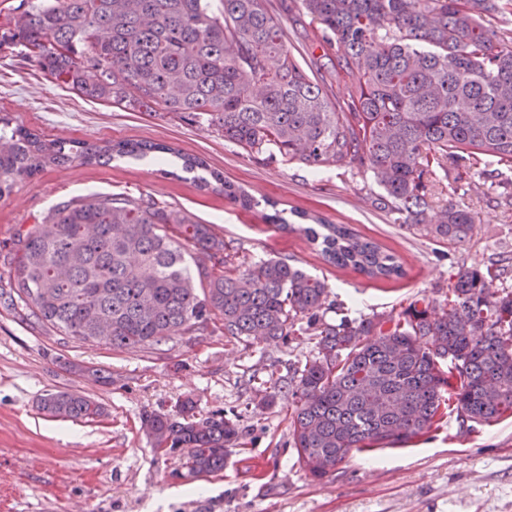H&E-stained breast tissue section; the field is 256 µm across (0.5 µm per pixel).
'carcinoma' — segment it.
<instances>
[{
  "instance_id": "1",
  "label": "carcinoma",
  "mask_w": 512,
  "mask_h": 512,
  "mask_svg": "<svg viewBox=\"0 0 512 512\" xmlns=\"http://www.w3.org/2000/svg\"><path fill=\"white\" fill-rule=\"evenodd\" d=\"M43 0L7 19L0 45L90 101L129 111L187 114L262 163L369 169L402 223L464 241L470 212L432 221L433 176L512 166V32L492 20L512 0H293L348 89L340 104L288 50L265 0ZM173 154L153 141L46 140L0 117V198L48 166ZM224 197L260 206L211 173ZM326 262L368 277L402 273L399 258L345 224L303 228ZM10 305L90 346L158 345L222 322L224 336L262 342L305 334L315 354L288 385L269 375L255 407L285 399L298 461L323 478L355 452L404 444L456 413L489 425L512 417V287L508 268L461 266L443 300L331 323L325 280L278 258L229 268L209 224L150 198L90 195L58 206L13 239ZM112 326L93 338L101 324ZM42 411L93 421L104 413L73 391L40 398ZM165 453L190 449L187 474L219 472L242 435L238 419L146 414Z\"/></svg>"
}]
</instances>
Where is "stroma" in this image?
<instances>
[{
  "label": "stroma",
  "mask_w": 512,
  "mask_h": 512,
  "mask_svg": "<svg viewBox=\"0 0 512 512\" xmlns=\"http://www.w3.org/2000/svg\"><path fill=\"white\" fill-rule=\"evenodd\" d=\"M298 59L323 58L306 17L282 16ZM0 113L43 138L155 141L179 157L50 166L0 198V278L18 229L40 223L57 204L88 194L150 197L212 225L235 264L270 257L325 279L334 308L327 321L397 313L422 298H444L461 265L512 260V169L488 165L439 186L434 209H467L474 226L451 244L396 221L370 171L333 166L260 164L221 133L168 112H129L90 101L17 50L0 48ZM203 159L259 201L244 210L218 184L179 178L181 156ZM346 224L395 252L403 277L373 279L328 264L300 229L301 213ZM280 214L286 226L269 223ZM313 353L306 336L246 343L215 326L158 346L115 350L59 335L0 303V512H512V417L468 427L448 415L410 443L354 454L324 479L297 461L288 403L254 407L268 373L290 379ZM105 370L109 381L74 374L71 364ZM69 390L104 408L92 422L56 418L38 408L41 395ZM193 398L201 413L239 418L243 436L223 471L183 475L184 453L157 452L141 430L143 413H170Z\"/></svg>",
  "instance_id": "1"
}]
</instances>
